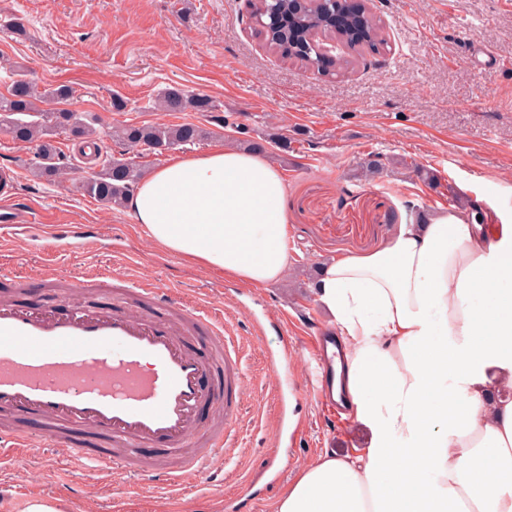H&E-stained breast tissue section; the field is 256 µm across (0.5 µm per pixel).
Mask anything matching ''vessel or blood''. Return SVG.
Segmentation results:
<instances>
[{"mask_svg":"<svg viewBox=\"0 0 512 512\" xmlns=\"http://www.w3.org/2000/svg\"><path fill=\"white\" fill-rule=\"evenodd\" d=\"M17 170L0 168V232L25 231L15 207ZM315 363L311 394L331 419L341 407L328 392V338L307 337ZM244 377L238 348L211 312L171 289L124 281L93 309L72 300L67 312L0 303V411L40 423L39 436L0 431V456L23 459L59 441L70 457L130 469L147 448L169 456L191 449L205 468L234 447V412ZM224 410L221 429L204 430L202 410ZM106 436L112 450L70 441L72 431Z\"/></svg>","mask_w":512,"mask_h":512,"instance_id":"vessel-or-blood-1","label":"vessel or blood"}]
</instances>
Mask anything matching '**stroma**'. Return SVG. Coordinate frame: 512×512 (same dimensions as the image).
<instances>
[{"instance_id":"obj_1","label":"stroma","mask_w":512,"mask_h":512,"mask_svg":"<svg viewBox=\"0 0 512 512\" xmlns=\"http://www.w3.org/2000/svg\"><path fill=\"white\" fill-rule=\"evenodd\" d=\"M384 46L338 74L320 73L281 57L249 25L244 0H0V55L22 66L38 86L68 84L67 109L98 119L100 151L125 155L143 171L163 163L147 150L121 153L113 127L185 123L208 127L200 112L166 114L154 100L178 87L212 97L228 125L183 153L245 141L277 150L269 134L288 137L290 215L287 277L267 287L189 264L151 242L126 210L82 195L78 184L96 169L80 143L60 133L64 177L29 173L31 144L0 134V165L16 167V201L31 212L32 229L0 241V288L32 279L53 264L57 283L22 300L62 307V289L99 271L115 279L154 280L222 320L239 341L246 374L234 447L204 470L188 469L179 493L168 495L150 476L71 464L66 446L44 448L23 462L0 461V512H23L27 502L53 498L65 512H224V496L260 481L276 448L275 395L287 380L306 387L308 365L296 348L287 370L265 367V349L280 348L276 332L256 337L250 313L279 318L308 308L320 327L331 314L313 297L318 265L362 255L386 242L410 213L465 208L497 224H512V0H377ZM28 32L20 38L15 24ZM126 101L112 108L113 94ZM384 168L362 176L368 160ZM436 174V183L421 170ZM70 224L91 236L89 246L47 254L43 228ZM301 446L292 448L281 481L253 512H277L300 469L325 455L364 451L365 426L328 427L316 402L305 400Z\"/></svg>"}]
</instances>
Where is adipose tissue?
<instances>
[{"mask_svg": "<svg viewBox=\"0 0 512 512\" xmlns=\"http://www.w3.org/2000/svg\"><path fill=\"white\" fill-rule=\"evenodd\" d=\"M287 193L276 164L219 147L170 156L126 208L172 254L263 286L288 272ZM314 287L335 395L371 440L302 469L278 512H512V224L441 208Z\"/></svg>", "mask_w": 512, "mask_h": 512, "instance_id": "adipose-tissue-1", "label": "adipose tissue"}]
</instances>
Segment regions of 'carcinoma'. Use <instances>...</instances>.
Instances as JSON below:
<instances>
[{
    "mask_svg": "<svg viewBox=\"0 0 512 512\" xmlns=\"http://www.w3.org/2000/svg\"><path fill=\"white\" fill-rule=\"evenodd\" d=\"M253 20L267 28L269 44L278 52L288 51L307 67L321 68L318 38L330 32L326 15L315 8H308L301 15L288 17V4L284 0H262ZM365 29L369 44L384 42L377 21L368 15L359 19ZM15 79L7 93L0 94V134L36 146L35 160L30 171L38 178H53L63 174L64 155L54 144L53 136L69 132L76 139H92L96 135L97 118L66 109L44 110L38 102L45 98L64 102L73 93L71 86L61 84L44 91L29 81L21 67L12 66ZM155 108L162 112H207L212 122L224 124V116L217 113L215 101L202 94L190 93L173 87L158 93ZM207 138V131L193 123H154L124 125L112 130V140L124 148L144 147L161 154L178 146L198 144ZM142 171L132 162L115 157L99 159V170L80 183V191L108 208H122L129 193L142 178Z\"/></svg>",
    "mask_w": 512,
    "mask_h": 512,
    "instance_id": "1",
    "label": "carcinoma"
}]
</instances>
